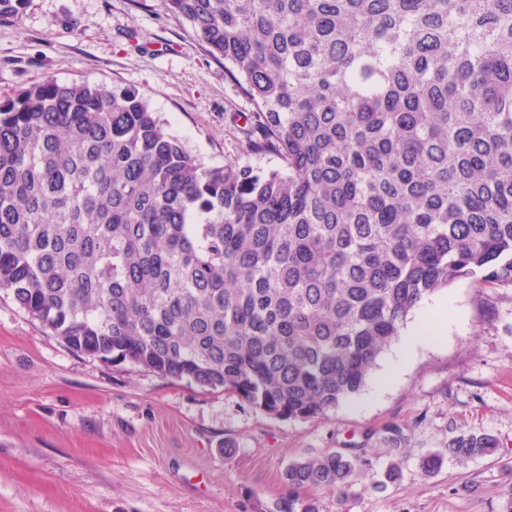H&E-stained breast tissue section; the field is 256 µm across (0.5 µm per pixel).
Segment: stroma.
<instances>
[{
	"instance_id": "stroma-1",
	"label": "stroma",
	"mask_w": 512,
	"mask_h": 512,
	"mask_svg": "<svg viewBox=\"0 0 512 512\" xmlns=\"http://www.w3.org/2000/svg\"><path fill=\"white\" fill-rule=\"evenodd\" d=\"M47 78L138 91L206 164L280 165L250 151L253 105L160 0H29L0 21V97ZM444 300V335L390 387L286 419L76 353L0 291V512H270L288 464L328 451L364 475L343 498L311 490L320 512H512V288L461 278L426 303ZM482 434L492 454L449 455Z\"/></svg>"
}]
</instances>
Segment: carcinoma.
I'll return each instance as SVG.
<instances>
[{
	"label": "carcinoma",
	"mask_w": 512,
	"mask_h": 512,
	"mask_svg": "<svg viewBox=\"0 0 512 512\" xmlns=\"http://www.w3.org/2000/svg\"><path fill=\"white\" fill-rule=\"evenodd\" d=\"M161 3L282 166L202 162L129 88L1 100L0 290L69 349L307 419L365 387L431 294L512 287V0ZM362 466L291 462L274 512H319L303 492Z\"/></svg>",
	"instance_id": "obj_1"
}]
</instances>
